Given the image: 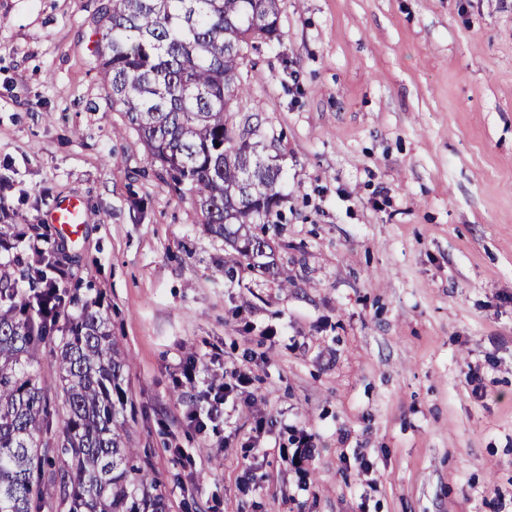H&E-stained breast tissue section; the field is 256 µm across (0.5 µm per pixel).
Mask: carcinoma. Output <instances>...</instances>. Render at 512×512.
Segmentation results:
<instances>
[{
  "mask_svg": "<svg viewBox=\"0 0 512 512\" xmlns=\"http://www.w3.org/2000/svg\"><path fill=\"white\" fill-rule=\"evenodd\" d=\"M95 14L100 79L147 163L190 194L209 234L288 285L268 238L282 167L239 144L249 120H228L243 50L278 36L279 0H99ZM17 235L34 248L0 263V512H39L49 483L65 512H166L126 442L127 361L101 301L65 286L70 255L50 227L0 224V240ZM56 303L73 311L63 326ZM47 346L59 352L53 388L29 370ZM52 390L64 412L57 433Z\"/></svg>",
  "mask_w": 512,
  "mask_h": 512,
  "instance_id": "cac0c4a2",
  "label": "carcinoma"
}]
</instances>
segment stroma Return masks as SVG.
I'll return each instance as SVG.
<instances>
[{
    "mask_svg": "<svg viewBox=\"0 0 512 512\" xmlns=\"http://www.w3.org/2000/svg\"><path fill=\"white\" fill-rule=\"evenodd\" d=\"M94 7L0 0V192L11 224L86 210L71 277L127 359L128 442L168 512H512V0H280L231 112L283 169L286 287L150 170ZM191 358L250 372L253 404L190 425ZM260 417L314 433L304 473L244 452Z\"/></svg>",
    "mask_w": 512,
    "mask_h": 512,
    "instance_id": "obj_1",
    "label": "stroma"
}]
</instances>
